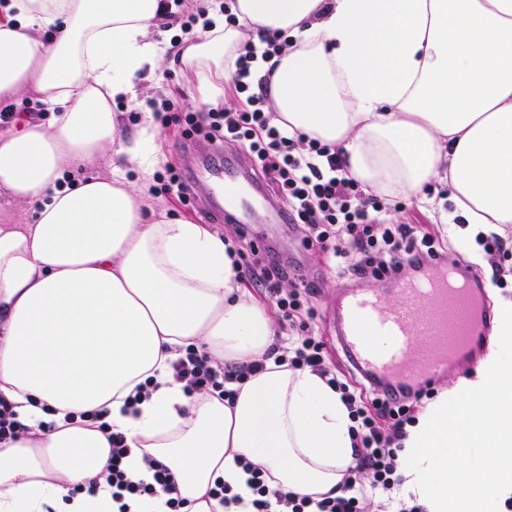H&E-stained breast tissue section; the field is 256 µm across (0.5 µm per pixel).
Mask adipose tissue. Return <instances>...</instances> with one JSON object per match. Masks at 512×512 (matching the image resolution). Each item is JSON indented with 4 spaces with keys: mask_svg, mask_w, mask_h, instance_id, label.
<instances>
[{
    "mask_svg": "<svg viewBox=\"0 0 512 512\" xmlns=\"http://www.w3.org/2000/svg\"><path fill=\"white\" fill-rule=\"evenodd\" d=\"M162 0H0V109L35 96L53 114L0 131V396L28 431L0 443V512H169L166 495L113 499L101 479L123 434L124 469L151 482L167 465L191 512H250L260 468L318 501L353 460V422L319 374L265 360L266 307L236 277L208 225L147 216L129 181L85 175L106 156L148 169L155 126L123 137L114 106L162 72ZM206 29L179 39L182 73L224 99L257 34L293 44L269 65L279 126L341 152L381 198L444 183L478 232L512 227V0H210ZM474 374L443 390L403 441L400 498L425 512H505L512 499V299ZM194 345L227 364L264 360L232 402L187 397L171 365ZM158 387L139 403L146 379ZM104 413L106 427L87 421ZM241 496L224 504L216 482Z\"/></svg>",
    "mask_w": 512,
    "mask_h": 512,
    "instance_id": "adipose-tissue-1",
    "label": "adipose tissue"
}]
</instances>
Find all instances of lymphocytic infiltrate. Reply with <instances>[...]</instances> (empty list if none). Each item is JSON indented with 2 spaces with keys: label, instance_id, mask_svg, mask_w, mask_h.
<instances>
[{
  "label": "lymphocytic infiltrate",
  "instance_id": "lymphocytic-infiltrate-1",
  "mask_svg": "<svg viewBox=\"0 0 512 512\" xmlns=\"http://www.w3.org/2000/svg\"><path fill=\"white\" fill-rule=\"evenodd\" d=\"M283 46L277 36L247 43L231 76L235 92L246 98V109L185 113L188 133L245 150L286 203L289 223L297 226L307 243L334 258L340 279L360 283L388 279L422 260L441 257L434 238L421 233L414 224H387L381 235H374L376 215L385 205L347 176L341 154L315 141L302 143L275 124L267 94L255 77L259 63L279 54ZM234 254L240 281L264 291L277 310L280 334L267 351V358L294 369L308 368L325 377L340 392L354 423L353 461L336 495L313 502L282 492L270 487L260 468L255 467L251 470L254 512H308L312 505L318 512H362L366 489L387 494L399 483L402 441L407 426L415 421L414 413L425 392L378 383L350 385L332 376L324 360V344L312 334L316 318L311 303L314 285L304 284L284 293L285 271L266 259L259 248H238ZM263 368L260 361L245 366L223 365L190 346L172 363L171 375L182 383L187 396L207 392L228 400L233 395L232 383ZM111 443L106 479L112 487L140 496L162 492L169 496L170 512H187L186 501L177 497L175 479L167 466L149 462L154 472L152 482L134 483L123 468L128 453L123 435L114 434Z\"/></svg>",
  "mask_w": 512,
  "mask_h": 512
}]
</instances>
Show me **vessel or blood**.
Segmentation results:
<instances>
[{"label": "vessel or blood", "mask_w": 512, "mask_h": 512, "mask_svg": "<svg viewBox=\"0 0 512 512\" xmlns=\"http://www.w3.org/2000/svg\"><path fill=\"white\" fill-rule=\"evenodd\" d=\"M193 188L204 196L211 216L220 219L225 208L235 209L244 236L266 245L251 212L270 199L248 166H236L223 148H211L201 158ZM483 295L480 275L462 272L459 262L447 255L395 278L387 294L342 289L325 319L355 369L395 386L424 387L477 348L490 318Z\"/></svg>", "instance_id": "obj_1"}]
</instances>
